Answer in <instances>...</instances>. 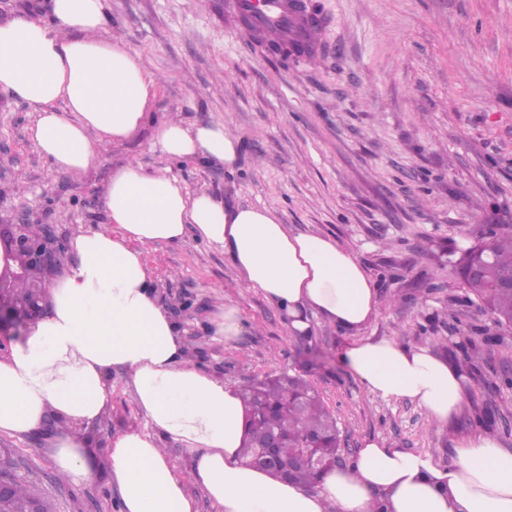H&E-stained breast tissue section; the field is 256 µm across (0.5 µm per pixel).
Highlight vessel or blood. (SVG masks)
Instances as JSON below:
<instances>
[{"instance_id": "b4317fda", "label": "vessel or blood", "mask_w": 512, "mask_h": 512, "mask_svg": "<svg viewBox=\"0 0 512 512\" xmlns=\"http://www.w3.org/2000/svg\"><path fill=\"white\" fill-rule=\"evenodd\" d=\"M217 12L227 31L271 59L296 48L319 56L331 26L330 18L315 11L309 0H219Z\"/></svg>"}]
</instances>
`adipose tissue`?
<instances>
[{"label":"adipose tissue","mask_w":512,"mask_h":512,"mask_svg":"<svg viewBox=\"0 0 512 512\" xmlns=\"http://www.w3.org/2000/svg\"><path fill=\"white\" fill-rule=\"evenodd\" d=\"M108 24L107 0H48L45 16L0 24V90L36 112V149L68 173L88 171L107 144L134 137L159 85L136 50L102 39ZM153 146L170 159L231 168L242 141L219 121H168ZM103 198L105 224L70 238L76 262L48 288L46 313L0 356V433L50 432L57 471L82 485L90 469L73 428L100 420L108 375L119 368L151 425L112 443L120 512H196L165 438L193 456L192 475L219 512H512V450L486 430L454 439L445 467L372 439L310 485L244 466L239 391L189 362L145 255L187 229L223 249L291 333H308L319 317L352 336L343 359L372 393L412 399L445 427L466 403V377L429 348L362 338L379 312L377 291L333 239L291 232L266 208L189 196L176 178L132 163L113 170Z\"/></svg>","instance_id":"adipose-tissue-1"}]
</instances>
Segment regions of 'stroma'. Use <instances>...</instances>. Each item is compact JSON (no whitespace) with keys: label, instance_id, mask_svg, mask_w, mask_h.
<instances>
[{"label":"stroma","instance_id":"35a3bbf8","mask_svg":"<svg viewBox=\"0 0 512 512\" xmlns=\"http://www.w3.org/2000/svg\"><path fill=\"white\" fill-rule=\"evenodd\" d=\"M318 2L333 18L325 53L285 64L226 32L216 0H108L106 37L138 51L160 79L150 119L86 174L70 175L36 150L32 109L0 91V224L25 216L69 237L104 223V188L129 162L167 172L193 195L268 208L292 232L335 240L367 270L380 310L363 337L462 363L464 412L441 429L411 399L371 393L341 358L351 337L319 319L310 336L291 335L223 250L190 230L146 252L192 362L236 387L301 375L336 418L348 460L378 438L444 465L455 433L480 427L512 448V329L468 301L453 273L486 225L512 224V0ZM172 116L241 135L234 168L154 151L157 125ZM227 299L242 332L220 343L207 324ZM108 383L104 416L78 436L91 469L81 486L56 471L42 438L0 434L21 479L55 512H120L112 440L146 419L126 372L112 370Z\"/></svg>","mask_w":512,"mask_h":512}]
</instances>
